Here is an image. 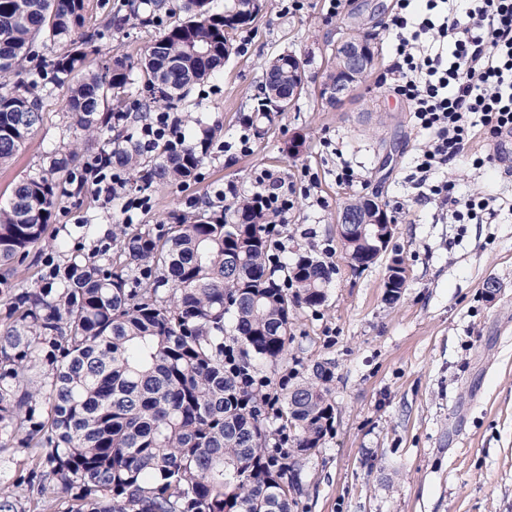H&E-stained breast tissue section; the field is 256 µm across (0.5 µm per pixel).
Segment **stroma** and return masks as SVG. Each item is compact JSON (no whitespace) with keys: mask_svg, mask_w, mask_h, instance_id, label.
Masks as SVG:
<instances>
[{"mask_svg":"<svg viewBox=\"0 0 512 512\" xmlns=\"http://www.w3.org/2000/svg\"><path fill=\"white\" fill-rule=\"evenodd\" d=\"M254 22L231 35L234 50L215 79L191 97L196 116L217 133L196 182L148 188L152 208L141 224H160L190 211V201L227 186L247 194L255 172L283 174L294 188L279 240L288 256L311 249L336 274L324 306L298 309L289 356L305 365L335 366V417L316 454L302 457V492L294 512H512V171L476 169L472 155L495 153L476 136L450 177L459 194L496 197L489 224H455L428 198L414 168L427 137L393 92L388 27L396 0H346L327 14L325 0H261ZM376 39L369 77L340 103L320 97L338 40L354 26ZM159 28H124L100 43L85 68L115 57L139 60ZM295 54L306 93L249 152L234 141L261 96L263 64ZM74 136L66 91L42 108V122L9 165L0 167V204L15 181L40 171ZM359 175L338 182L341 161ZM367 196L385 203L396 230L390 243L408 268L395 303L383 299L385 262L352 270L336 237L343 203ZM118 205L103 206L94 191L66 198L48 235L93 249L121 223ZM92 225L85 233L84 225ZM496 279L500 292L485 295Z\"/></svg>","mask_w":512,"mask_h":512,"instance_id":"stroma-1","label":"stroma"}]
</instances>
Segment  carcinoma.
<instances>
[{
	"instance_id": "cac0c4a2",
	"label": "carcinoma",
	"mask_w": 512,
	"mask_h": 512,
	"mask_svg": "<svg viewBox=\"0 0 512 512\" xmlns=\"http://www.w3.org/2000/svg\"><path fill=\"white\" fill-rule=\"evenodd\" d=\"M88 0H0V166L42 120L43 99L67 88L71 125L111 137L94 160L143 187L198 179L206 140L190 133L144 155L127 133L137 112L176 110L224 65L233 18L213 0H125L101 28L84 30ZM184 18L133 64L115 58L73 81L112 28ZM68 49L50 59L39 45ZM282 52L263 72L253 122L262 135L296 106ZM68 148L15 183L0 206V512H292L297 460L322 447L335 416L333 366L285 370L274 392L265 371L288 363L299 308L325 304L336 268L310 251L281 260L267 218L246 198L209 216L180 213L158 228L112 225V245L70 251L38 276L17 278L62 199L84 188ZM350 267L373 265L356 246Z\"/></svg>"
}]
</instances>
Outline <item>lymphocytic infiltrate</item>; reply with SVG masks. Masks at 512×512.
<instances>
[{"mask_svg": "<svg viewBox=\"0 0 512 512\" xmlns=\"http://www.w3.org/2000/svg\"><path fill=\"white\" fill-rule=\"evenodd\" d=\"M391 34L393 91L411 107L428 135L416 158L442 207L462 224L494 218L489 198L459 197L443 178L467 149L475 130L500 142L512 137V0H397ZM250 200L286 221L292 203L281 176L264 171L251 183Z\"/></svg>", "mask_w": 512, "mask_h": 512, "instance_id": "lymphocytic-infiltrate-1", "label": "lymphocytic infiltrate"}]
</instances>
